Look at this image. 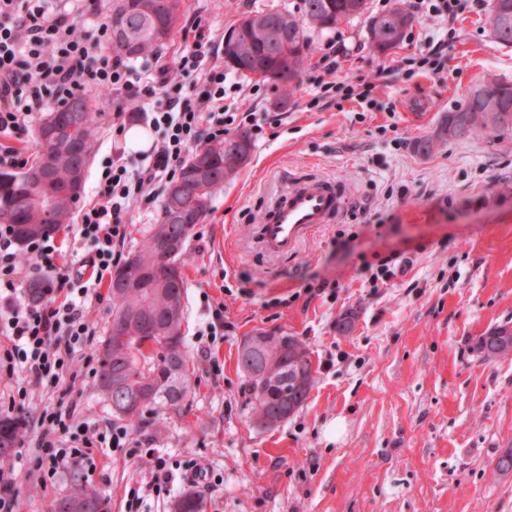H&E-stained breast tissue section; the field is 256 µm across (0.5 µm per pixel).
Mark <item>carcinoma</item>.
Wrapping results in <instances>:
<instances>
[{
    "instance_id": "obj_1",
    "label": "carcinoma",
    "mask_w": 512,
    "mask_h": 512,
    "mask_svg": "<svg viewBox=\"0 0 512 512\" xmlns=\"http://www.w3.org/2000/svg\"><path fill=\"white\" fill-rule=\"evenodd\" d=\"M155 2L112 0L110 14L125 20L124 38L111 40L113 53L131 59L148 57L173 35L183 0H169L171 7L159 22L154 17ZM365 10L366 0H301L296 12L290 9L250 12L236 25L234 48H223L224 66L245 77L260 76V80L274 88L278 103L285 105L304 70L310 50L307 33L332 31ZM412 24L413 16L401 7L375 18L370 26L373 47L380 53L394 48ZM105 98L100 92L82 91L47 113L35 131L37 154L28 171L35 172L49 164L59 190L66 188L77 173L81 175V183H86L99 116L95 112L96 102ZM49 119L60 129L45 152L38 137ZM477 129L496 133L512 130V84L495 80L483 83L464 109L448 113L442 131L450 138H461ZM79 142L87 146L84 158L74 154V146ZM252 150L253 144L245 133L193 150L180 169V177L163 193L159 223L149 225L136 251L112 272L111 322L100 347L112 345L115 326L120 323L135 327L150 322L159 331L171 333V342L155 339L154 350L146 353L141 345L131 341L119 352L108 350L98 357V387L105 398L123 403L135 397L134 389H139L140 410L122 414L132 424L144 420L147 413L180 411L195 390V375L183 336L186 278L182 273L176 279L169 276L167 265L157 258L155 245L169 237L178 223H202L212 197L243 167V157H251ZM201 160L207 163L208 171L200 179L194 172ZM174 191L181 207L177 217L169 203ZM42 196L43 192L35 184L25 180L0 188V218L12 225L21 242L72 223L75 207L70 200L64 199L49 209L43 205ZM505 339L512 344V327H496L476 339L474 351L489 361V351ZM301 344L303 341L296 336L266 331L246 336L241 342L238 366L245 378L244 389L253 423L261 430L278 427L301 409L316 383L317 370L312 368V360L307 353L297 350ZM166 359L174 362L178 371L164 398L159 394L162 386L154 390L150 384L140 385L138 379L155 373L159 361ZM110 376L119 377L128 385L109 394L104 381ZM23 425L24 419L19 416H0L1 459L13 455ZM174 507L178 512H206L207 501L201 492L190 490L178 497Z\"/></svg>"
}]
</instances>
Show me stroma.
<instances>
[{"label":"stroma","mask_w":512,"mask_h":512,"mask_svg":"<svg viewBox=\"0 0 512 512\" xmlns=\"http://www.w3.org/2000/svg\"><path fill=\"white\" fill-rule=\"evenodd\" d=\"M299 0H184L179 21L199 18L216 45L242 15L296 8ZM341 25L351 51L340 72L373 77L417 54L435 21L415 16L403 41L375 52L369 35L382 0ZM490 10L463 13L448 67L437 76L377 86L376 111L348 100L311 105L320 50L311 36L300 84L275 110L268 84L228 72L225 104L281 123L254 136L249 163L211 201L183 257L188 285L186 341L198 385L178 413L128 427L131 443L196 462L223 483L176 480L173 494L202 491L207 512H512V474L495 469L512 447V360L486 361L473 341L512 326V134L481 130L440 135L448 112L466 106L488 78L512 83V48L493 37ZM431 141L422 152L418 145ZM322 176L350 195L338 223L321 227L293 253L257 243L264 207L301 177ZM410 259L390 282L360 275L391 252ZM327 279L335 295L309 297ZM224 305L223 340L203 357L198 331ZM349 331H339L344 315ZM257 330L299 337L311 349L317 384L278 428L253 429L237 364L238 346ZM75 416L99 428L115 423L96 381H76ZM37 432L26 424L7 459L20 512H50L73 480L99 493L108 512H125L126 486L152 468L124 449L101 458L102 474L64 469L41 488L29 473Z\"/></svg>","instance_id":"obj_1"}]
</instances>
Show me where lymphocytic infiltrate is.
<instances>
[{
  "label": "lymphocytic infiltrate",
  "instance_id": "lymphocytic-infiltrate-1",
  "mask_svg": "<svg viewBox=\"0 0 512 512\" xmlns=\"http://www.w3.org/2000/svg\"><path fill=\"white\" fill-rule=\"evenodd\" d=\"M98 14V0H59L55 6L49 0H0V167L27 166L16 142L33 112L88 88L117 92L116 135L126 129L124 113L131 101L148 106L146 118L159 133L150 150L140 153L136 170H129L120 152L101 160L94 198L70 227L73 237L92 247L79 270L61 264L54 237H34L22 245L11 225L0 224V378L14 381L11 408L29 403L27 375L55 398L36 419L34 467L41 483L55 481L72 464L96 471L103 449L122 448L130 457L148 459L154 470L146 490L133 487L127 493L126 512H140L145 495L168 497L177 471L196 465L172 463L156 449L131 445L126 427L98 430L76 420L71 386L78 377L97 373L91 353L96 330L89 314L104 302L100 287L122 259L129 211L153 205L155 184L175 179L192 147L223 139L254 117L224 110V69L215 62L209 29L194 26L193 41L176 69L157 62L142 72L107 50L110 33ZM347 53L344 39L325 44L317 63L320 93L377 107L373 81L337 79L338 60ZM23 252L52 274L37 301L24 286Z\"/></svg>",
  "mask_w": 512,
  "mask_h": 512
}]
</instances>
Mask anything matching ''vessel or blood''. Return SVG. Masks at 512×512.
Here are the masks:
<instances>
[{"label":"vessel or blood","mask_w":512,"mask_h":512,"mask_svg":"<svg viewBox=\"0 0 512 512\" xmlns=\"http://www.w3.org/2000/svg\"><path fill=\"white\" fill-rule=\"evenodd\" d=\"M346 202L338 183L316 176L299 179L263 213L258 242L271 254L291 252L322 226L336 223Z\"/></svg>","instance_id":"vessel-or-blood-1"}]
</instances>
